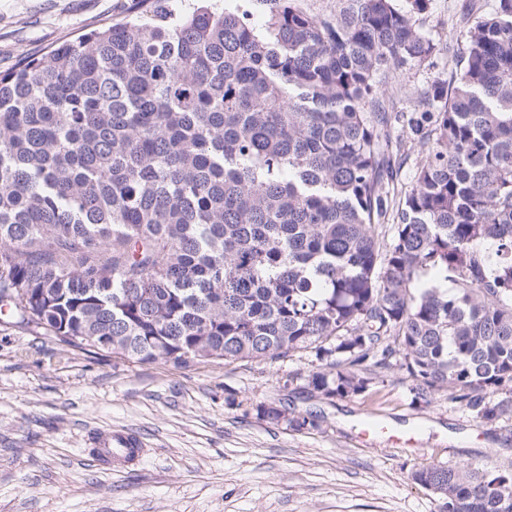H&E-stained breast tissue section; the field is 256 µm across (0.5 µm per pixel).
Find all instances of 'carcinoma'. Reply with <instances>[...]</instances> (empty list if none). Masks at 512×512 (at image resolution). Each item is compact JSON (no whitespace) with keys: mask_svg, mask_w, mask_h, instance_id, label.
Instances as JSON below:
<instances>
[{"mask_svg":"<svg viewBox=\"0 0 512 512\" xmlns=\"http://www.w3.org/2000/svg\"><path fill=\"white\" fill-rule=\"evenodd\" d=\"M255 2L261 30L163 6L0 75V324L176 367L308 351L329 398L395 367L415 404L512 419V0L412 112L381 89L433 55L430 0ZM397 125L424 152L399 199ZM410 478L512 512V463Z\"/></svg>","mask_w":512,"mask_h":512,"instance_id":"carcinoma-1","label":"carcinoma"}]
</instances>
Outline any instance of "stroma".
Here are the masks:
<instances>
[{
    "label": "stroma",
    "mask_w": 512,
    "mask_h": 512,
    "mask_svg": "<svg viewBox=\"0 0 512 512\" xmlns=\"http://www.w3.org/2000/svg\"><path fill=\"white\" fill-rule=\"evenodd\" d=\"M490 8L491 0H430L419 27L437 50L421 68L391 74L384 97L413 110L454 70L462 12ZM136 12L135 0H0V75ZM318 366L305 351L276 361L135 363L2 324L0 512H437L411 469L512 460V420L481 425L445 389L412 404L410 381L395 369L344 399L289 383ZM260 403L283 419L257 417ZM310 414L317 428L290 426ZM374 420L393 436L360 439ZM110 429L139 438L137 463L97 459L91 438Z\"/></svg>",
    "instance_id": "stroma-1"
}]
</instances>
